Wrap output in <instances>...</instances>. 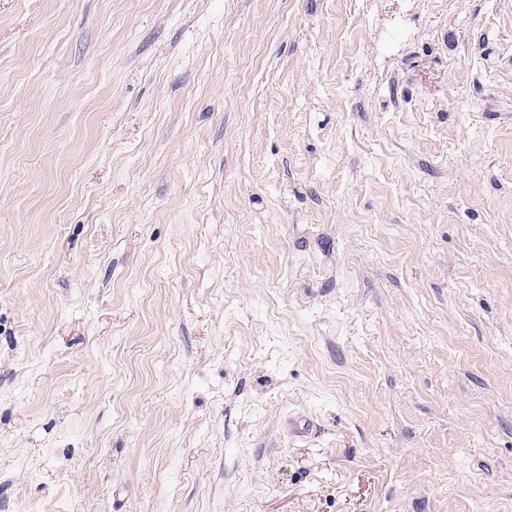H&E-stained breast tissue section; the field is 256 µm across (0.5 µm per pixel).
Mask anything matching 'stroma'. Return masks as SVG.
Wrapping results in <instances>:
<instances>
[{
  "label": "stroma",
  "mask_w": 512,
  "mask_h": 512,
  "mask_svg": "<svg viewBox=\"0 0 512 512\" xmlns=\"http://www.w3.org/2000/svg\"><path fill=\"white\" fill-rule=\"evenodd\" d=\"M0 512H512V0H0Z\"/></svg>",
  "instance_id": "obj_1"
}]
</instances>
